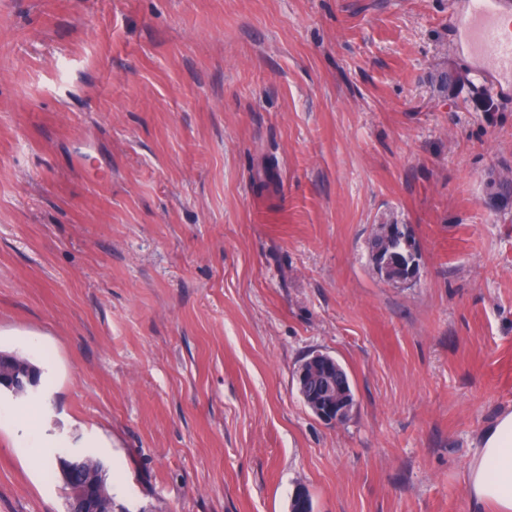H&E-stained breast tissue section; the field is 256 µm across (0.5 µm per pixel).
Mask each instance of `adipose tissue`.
Returning a JSON list of instances; mask_svg holds the SVG:
<instances>
[{
	"label": "adipose tissue",
	"instance_id": "obj_1",
	"mask_svg": "<svg viewBox=\"0 0 512 512\" xmlns=\"http://www.w3.org/2000/svg\"><path fill=\"white\" fill-rule=\"evenodd\" d=\"M471 512H512V413L502 415L483 434L466 470Z\"/></svg>",
	"mask_w": 512,
	"mask_h": 512
}]
</instances>
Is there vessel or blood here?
Instances as JSON below:
<instances>
[{"mask_svg":"<svg viewBox=\"0 0 512 512\" xmlns=\"http://www.w3.org/2000/svg\"><path fill=\"white\" fill-rule=\"evenodd\" d=\"M512 15V0H466L450 13L457 44L475 69L477 91L512 97V36L503 34L499 21Z\"/></svg>","mask_w":512,"mask_h":512,"instance_id":"b4317fda","label":"vessel or blood"}]
</instances>
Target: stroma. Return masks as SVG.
I'll use <instances>...</instances> for the list:
<instances>
[{
  "instance_id": "35a3bbf8",
  "label": "stroma",
  "mask_w": 512,
  "mask_h": 512,
  "mask_svg": "<svg viewBox=\"0 0 512 512\" xmlns=\"http://www.w3.org/2000/svg\"><path fill=\"white\" fill-rule=\"evenodd\" d=\"M474 80L448 0H0V352L42 371L0 512H65L62 448L115 512H470L512 413V99ZM385 226L386 224H383L382 229L383 231L380 234L375 235L370 240V250L372 255L374 256V250L379 245L383 244V250L385 255H403L405 253V262L409 265L410 268L416 267V256H417V247L415 243L407 242L406 239L396 236L392 238H388L387 242H384L385 238ZM406 243V246H405ZM406 249V251H405ZM296 378L301 395L317 417L336 423L350 415L353 399L335 359L312 355L299 366Z\"/></svg>"
}]
</instances>
